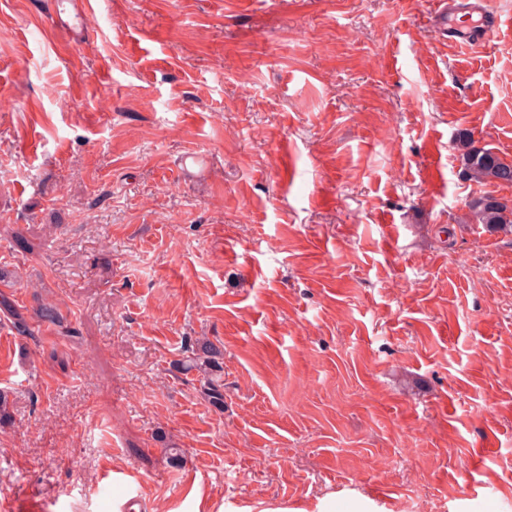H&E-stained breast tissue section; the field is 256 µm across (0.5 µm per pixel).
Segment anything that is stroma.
I'll return each mask as SVG.
<instances>
[{
    "mask_svg": "<svg viewBox=\"0 0 512 512\" xmlns=\"http://www.w3.org/2000/svg\"><path fill=\"white\" fill-rule=\"evenodd\" d=\"M438 8L0 0V512H512V233L461 221L512 186L456 159H512V0ZM470 132H460L456 149L460 173L477 184H512V160H507L486 145L481 146ZM192 356L184 370H196L201 376L203 393L216 405L224 404V380L222 366L217 361V351L207 340L195 339L188 350Z\"/></svg>",
    "mask_w": 512,
    "mask_h": 512,
    "instance_id": "35a3bbf8",
    "label": "stroma"
}]
</instances>
